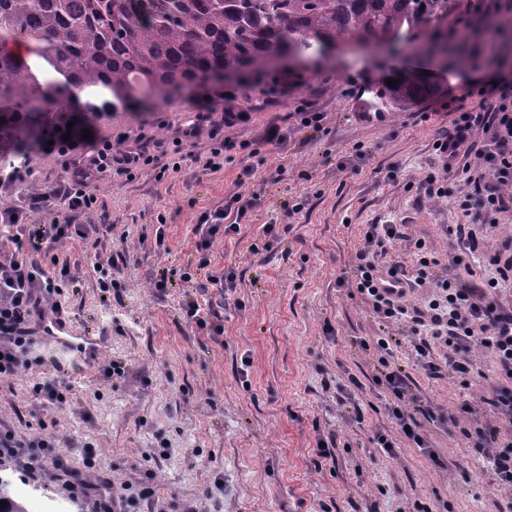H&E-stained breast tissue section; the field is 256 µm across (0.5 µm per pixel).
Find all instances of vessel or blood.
Wrapping results in <instances>:
<instances>
[{"label":"vessel or blood","mask_w":512,"mask_h":512,"mask_svg":"<svg viewBox=\"0 0 512 512\" xmlns=\"http://www.w3.org/2000/svg\"><path fill=\"white\" fill-rule=\"evenodd\" d=\"M41 338L56 358L82 371L95 364L104 342L103 336L97 333H74L64 318L58 316L43 321Z\"/></svg>","instance_id":"obj_1"}]
</instances>
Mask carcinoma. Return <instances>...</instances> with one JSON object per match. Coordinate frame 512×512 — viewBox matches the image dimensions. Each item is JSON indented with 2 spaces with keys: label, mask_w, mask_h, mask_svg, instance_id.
Listing matches in <instances>:
<instances>
[{
  "label": "carcinoma",
  "mask_w": 512,
  "mask_h": 512,
  "mask_svg": "<svg viewBox=\"0 0 512 512\" xmlns=\"http://www.w3.org/2000/svg\"><path fill=\"white\" fill-rule=\"evenodd\" d=\"M448 0H0V169L20 163L68 122L91 125L145 96L171 97L212 72L238 85L292 51L354 40L469 65L455 46L421 37ZM366 88L364 109L404 112L435 91L420 70ZM0 512H29L0 485Z\"/></svg>",
  "instance_id": "1"
}]
</instances>
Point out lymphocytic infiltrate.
<instances>
[{"mask_svg":"<svg viewBox=\"0 0 512 512\" xmlns=\"http://www.w3.org/2000/svg\"><path fill=\"white\" fill-rule=\"evenodd\" d=\"M466 96V102L448 103L450 129L433 142L441 164L427 172L423 186L429 197L452 200L467 218L466 223L450 229L457 243L453 264L467 268L482 262L493 267V274L469 281L436 274L439 261L422 241L414 244L412 267H404L392 256L405 239L401 225L370 224L364 245L355 254L349 286L382 327L372 342L381 367L375 382L390 395L387 411L395 425L425 450L429 442L424 423L454 426L459 415H470V426L464 431L470 448L488 463L496 487L512 490V307L499 300L500 292L512 285V256L488 254L472 230L476 224L495 226L497 213L512 208V83L476 84ZM95 151L91 166L69 170L66 197L70 212L95 203L94 172L114 167L128 172L152 162L151 156L142 153L113 152L108 141L99 142ZM242 200V193H234L227 206L201 215L194 233L196 249L202 254L199 266L206 275L182 274L198 295L187 304V317L217 337L224 328L214 320L216 311L202 309L200 301L211 289L233 287L235 274L210 270L207 253L218 231L239 233L246 213ZM69 214L51 224L0 226L17 246L15 257L0 263V378L27 367L34 344L33 318L40 315L42 301L62 295L72 281L69 263L50 254L52 247L89 236L86 227L72 223ZM44 255L50 256L54 271H47L41 263ZM387 277L403 280L405 292L393 297L380 289V282ZM395 325L413 336L415 361L427 378H441L447 369L464 390L476 388L478 378L484 375L474 349L489 353L496 363L498 381L482 402L492 412V419H477L475 407L466 399L458 403L453 415L419 404L408 389L404 371L394 361L400 341L389 329ZM437 345L446 350L444 361H437L433 353Z\"/></svg>","mask_w":512,"mask_h":512,"instance_id":"1","label":"lymphocytic infiltrate"}]
</instances>
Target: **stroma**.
Returning <instances> with one entry per match:
<instances>
[{
    "instance_id": "1",
    "label": "stroma",
    "mask_w": 512,
    "mask_h": 512,
    "mask_svg": "<svg viewBox=\"0 0 512 512\" xmlns=\"http://www.w3.org/2000/svg\"><path fill=\"white\" fill-rule=\"evenodd\" d=\"M465 0H448L439 36L470 61L462 73L441 59L421 58L435 94L383 119L363 114L361 91L377 77L372 55L346 51L320 65L273 70L271 86L242 92L221 85V98L195 86L182 95L147 101L101 120L94 140L114 150L147 147L155 164L94 181L96 204L68 212L57 194L67 182L66 160L35 149L19 175L0 180V198L23 224H50L62 215L96 228L95 242L75 239L58 248L75 289L60 296L63 315L79 330L101 332L105 343L89 372L77 374L45 357L0 379V430L27 444L51 437L52 447L0 456V477L32 512H408L415 501L448 503V512H503L512 490H496L491 474L463 434L435 425L427 434L444 461L435 467L400 441L394 454L375 447L376 433L394 431L378 364L362 342L378 325L366 304L339 281L347 276L370 224H400L424 240L440 271L458 279L483 273L449 269L456 241L445 234L463 223L450 202L425 195L421 183L436 164L432 144L442 132L449 97L487 72L485 27H499L501 53L512 68V12L456 26ZM322 112L323 129H303L301 103ZM211 121L185 136L195 112ZM249 111L247 122L225 124L228 112ZM430 120H421V113ZM277 125L284 137L267 143ZM239 142L232 162L203 167L212 129ZM177 173L157 180L161 165ZM257 199L239 234L217 236L212 269L230 268L235 285L224 293V333L212 339L188 320L182 305L192 290L180 275L197 261L193 227L203 211L223 207L238 190ZM303 202L297 215L283 207ZM275 224L268 241L263 227ZM166 232L157 247V229ZM117 261L112 284L101 287L95 267ZM167 278L165 291L154 288ZM410 340L396 352L412 394L451 408L459 387L431 380L415 367ZM66 385V402L43 404L35 390L47 372ZM362 421H355V412ZM333 459L318 457V442ZM82 492L71 490L74 478Z\"/></svg>"
}]
</instances>
